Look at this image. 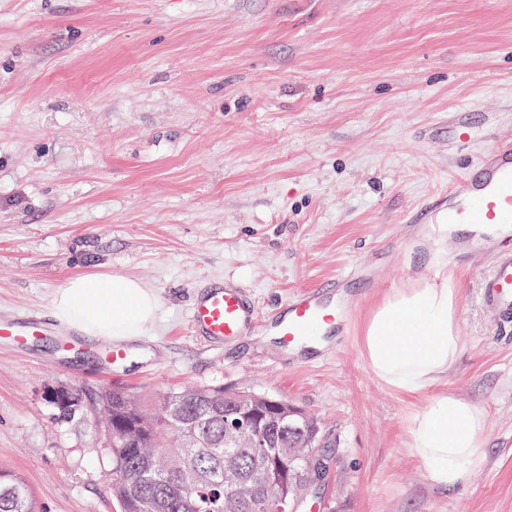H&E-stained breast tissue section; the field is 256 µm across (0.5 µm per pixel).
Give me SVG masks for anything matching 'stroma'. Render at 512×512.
Listing matches in <instances>:
<instances>
[{
    "mask_svg": "<svg viewBox=\"0 0 512 512\" xmlns=\"http://www.w3.org/2000/svg\"><path fill=\"white\" fill-rule=\"evenodd\" d=\"M472 112L457 146L449 112ZM512 140V0H0V318L69 279H139L155 323L108 358L82 335L0 341V468L42 512H118L101 393L236 387L315 416L329 446L321 512H512V336L456 259L458 360L447 388L485 414L483 464L452 489L414 456L407 395L369 370L371 306L428 274L417 247L439 194ZM348 274L347 333L307 359L271 328L192 336L201 286L246 288L258 316ZM76 390L60 417L46 400Z\"/></svg>",
    "mask_w": 512,
    "mask_h": 512,
    "instance_id": "1",
    "label": "stroma"
}]
</instances>
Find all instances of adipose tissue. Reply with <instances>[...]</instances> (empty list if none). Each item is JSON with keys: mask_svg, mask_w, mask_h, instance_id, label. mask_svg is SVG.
Instances as JSON below:
<instances>
[{"mask_svg": "<svg viewBox=\"0 0 512 512\" xmlns=\"http://www.w3.org/2000/svg\"><path fill=\"white\" fill-rule=\"evenodd\" d=\"M421 237L428 263L439 268L438 281L409 279L386 295L370 312L361 335L365 362L391 390L416 393L440 384L455 365L458 285L446 274L448 255L433 247L446 238L448 225L435 224ZM157 295L132 277L106 273L68 280L53 298L56 318L91 338L127 343L154 323ZM409 446L430 482L443 488L458 485L468 470L480 465L484 416L469 399L443 391L409 420Z\"/></svg>", "mask_w": 512, "mask_h": 512, "instance_id": "adipose-tissue-1", "label": "adipose tissue"}]
</instances>
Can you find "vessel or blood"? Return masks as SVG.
Listing matches in <instances>:
<instances>
[{
    "mask_svg": "<svg viewBox=\"0 0 512 512\" xmlns=\"http://www.w3.org/2000/svg\"><path fill=\"white\" fill-rule=\"evenodd\" d=\"M449 124L460 143H470L474 132L471 115L452 113ZM448 225L469 224L473 231L458 243V250L485 255L490 264L479 288L481 306L503 327H512V144L486 150L448 188ZM348 284L347 276L303 289L270 315L282 343L297 348L310 337L343 335L344 323L336 319L335 296ZM189 321L195 336L222 343L251 335L256 312L244 288L225 283L203 290L196 298ZM47 325L37 314L0 320V339L22 345L44 335Z\"/></svg>",
    "mask_w": 512,
    "mask_h": 512,
    "instance_id": "1",
    "label": "vessel or blood"
}]
</instances>
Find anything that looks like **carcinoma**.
<instances>
[{
  "label": "carcinoma",
  "instance_id": "1",
  "mask_svg": "<svg viewBox=\"0 0 512 512\" xmlns=\"http://www.w3.org/2000/svg\"><path fill=\"white\" fill-rule=\"evenodd\" d=\"M101 407L120 512H298L320 455V426L301 410L286 458L278 448L224 447V420L236 417L233 388L114 389ZM0 512H39L22 477L0 473Z\"/></svg>",
  "mask_w": 512,
  "mask_h": 512
}]
</instances>
